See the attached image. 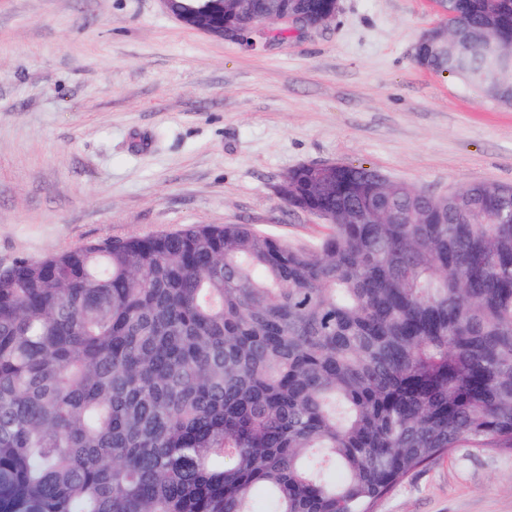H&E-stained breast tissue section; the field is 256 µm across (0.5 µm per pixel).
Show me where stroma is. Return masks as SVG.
<instances>
[{"instance_id": "35a3bbf8", "label": "stroma", "mask_w": 512, "mask_h": 512, "mask_svg": "<svg viewBox=\"0 0 512 512\" xmlns=\"http://www.w3.org/2000/svg\"><path fill=\"white\" fill-rule=\"evenodd\" d=\"M439 21L431 0H340L327 27L248 47L159 0H0V271L190 224L316 246L323 224L278 192L301 165L512 184V104L414 60ZM378 512H512V455L456 449Z\"/></svg>"}]
</instances>
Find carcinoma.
Listing matches in <instances>:
<instances>
[{
	"mask_svg": "<svg viewBox=\"0 0 512 512\" xmlns=\"http://www.w3.org/2000/svg\"><path fill=\"white\" fill-rule=\"evenodd\" d=\"M251 2L244 43L282 0ZM448 9L424 65L511 102L512 0ZM375 173L290 171L314 248L195 224L0 273V512H377L458 448L512 455V185Z\"/></svg>",
	"mask_w": 512,
	"mask_h": 512,
	"instance_id": "carcinoma-1",
	"label": "carcinoma"
}]
</instances>
